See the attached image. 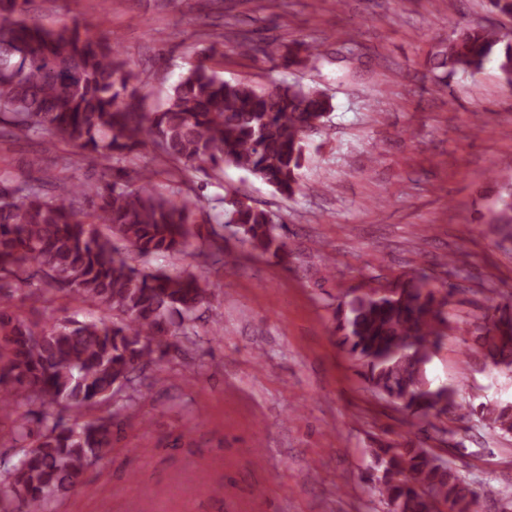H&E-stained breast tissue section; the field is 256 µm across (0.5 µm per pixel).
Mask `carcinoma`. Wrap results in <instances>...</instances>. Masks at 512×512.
I'll return each mask as SVG.
<instances>
[{
    "instance_id": "carcinoma-1",
    "label": "carcinoma",
    "mask_w": 512,
    "mask_h": 512,
    "mask_svg": "<svg viewBox=\"0 0 512 512\" xmlns=\"http://www.w3.org/2000/svg\"><path fill=\"white\" fill-rule=\"evenodd\" d=\"M33 0H0V137L38 138L51 149L71 143L79 158L101 166L95 183L65 182L51 193L38 179L0 172V432L4 420L20 457L0 481V512H54L85 468L112 448L121 417L81 421L80 412L110 402L137 371L162 357L171 340L191 336L211 307L205 279L192 272L143 271L139 257L188 252L195 224H218L251 251L288 257L271 215L243 201H225L211 215L201 199L178 190L154 193L159 170L144 161L152 145L178 172L201 164L233 166L273 186L283 197L301 190L305 136L323 126L333 98L319 85L274 89L230 82L210 66L189 64L164 106L141 109L142 86L112 42L72 21L46 28L29 17ZM245 55L280 53L272 42L245 37ZM512 85V34L462 27L430 58L441 78L481 73L490 56ZM493 223L512 226V186L504 189ZM224 235L211 229L197 256L217 263ZM49 279L81 303L102 307L94 321L43 324L12 308L14 292ZM448 289L418 270L382 291L363 292L336 307V333L360 363L366 388L421 422L462 411L512 434V402L477 408L457 390L436 384L426 366L440 349L448 321ZM473 340L494 369L512 372V305L473 322ZM41 411L19 412V398ZM370 489L387 512H477V488L453 461L438 464L424 442L382 440L365 449Z\"/></svg>"
}]
</instances>
